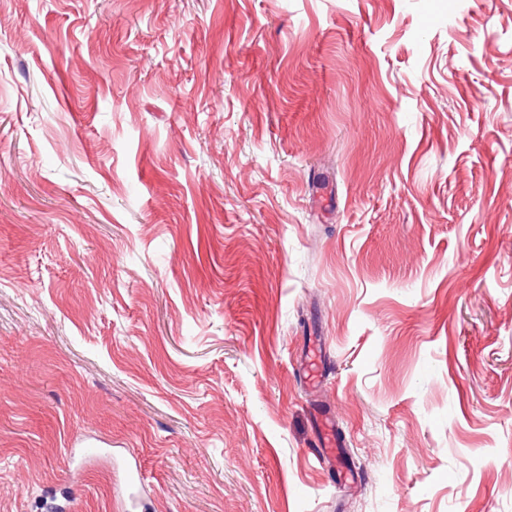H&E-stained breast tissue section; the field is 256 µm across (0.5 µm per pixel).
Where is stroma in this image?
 Instances as JSON below:
<instances>
[{
  "label": "stroma",
  "instance_id": "stroma-1",
  "mask_svg": "<svg viewBox=\"0 0 512 512\" xmlns=\"http://www.w3.org/2000/svg\"><path fill=\"white\" fill-rule=\"evenodd\" d=\"M130 454L136 512H512V0H0V512Z\"/></svg>",
  "mask_w": 512,
  "mask_h": 512
}]
</instances>
